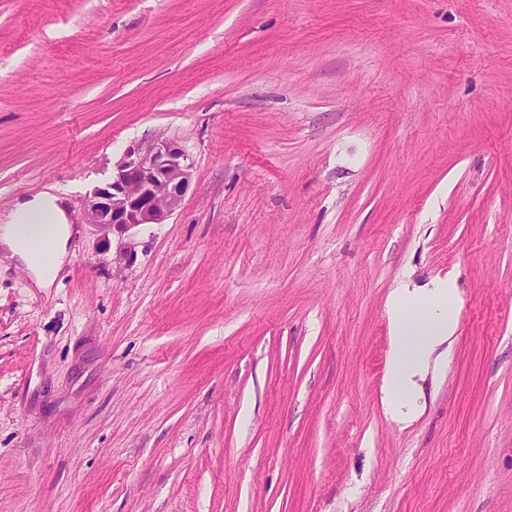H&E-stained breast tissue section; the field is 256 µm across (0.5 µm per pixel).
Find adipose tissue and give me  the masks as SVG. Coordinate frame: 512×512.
I'll list each match as a JSON object with an SVG mask.
<instances>
[{"mask_svg": "<svg viewBox=\"0 0 512 512\" xmlns=\"http://www.w3.org/2000/svg\"><path fill=\"white\" fill-rule=\"evenodd\" d=\"M72 236L61 196L42 192L15 203L0 218V250L20 260L38 287L53 285L68 255ZM50 242L49 261L39 259V247ZM392 336L381 402L389 421L404 428L421 411L422 383L443 373L458 327L459 298L455 288L436 283L431 288L403 285L390 294Z\"/></svg>", "mask_w": 512, "mask_h": 512, "instance_id": "obj_1", "label": "adipose tissue"}]
</instances>
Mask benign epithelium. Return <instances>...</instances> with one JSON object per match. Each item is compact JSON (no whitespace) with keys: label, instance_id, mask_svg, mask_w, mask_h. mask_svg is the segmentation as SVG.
<instances>
[{"label":"benign epithelium","instance_id":"benign-epithelium-1","mask_svg":"<svg viewBox=\"0 0 512 512\" xmlns=\"http://www.w3.org/2000/svg\"><path fill=\"white\" fill-rule=\"evenodd\" d=\"M191 180V164L183 150L156 143L126 152L112 181L93 189L84 212L100 241L118 238L115 260L135 255L131 231L144 224H162L177 209Z\"/></svg>","mask_w":512,"mask_h":512}]
</instances>
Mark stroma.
<instances>
[{"label": "stroma", "mask_w": 512, "mask_h": 512, "mask_svg": "<svg viewBox=\"0 0 512 512\" xmlns=\"http://www.w3.org/2000/svg\"><path fill=\"white\" fill-rule=\"evenodd\" d=\"M191 164L113 263L83 202ZM64 197L52 287L0 259V512H512V0H0V210ZM448 371L378 389L399 282ZM390 305L392 336L381 402L387 419L405 428L421 411L420 382L448 368L458 327L459 298L449 282H438L434 288L404 284L392 290ZM407 308L411 314L406 313Z\"/></svg>", "instance_id": "obj_1"}]
</instances>
